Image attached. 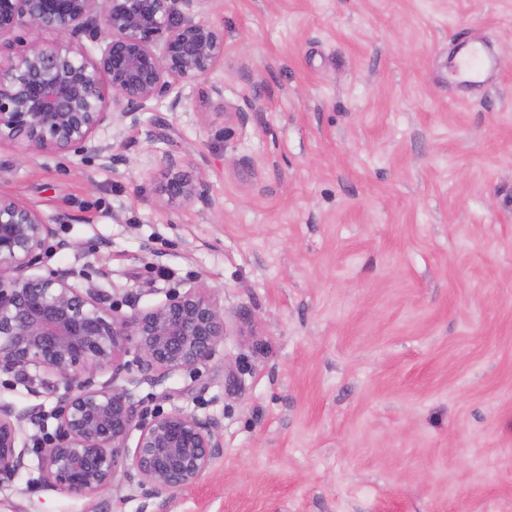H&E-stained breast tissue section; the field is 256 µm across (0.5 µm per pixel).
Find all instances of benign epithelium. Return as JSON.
<instances>
[{"label":"benign epithelium","mask_w":512,"mask_h":512,"mask_svg":"<svg viewBox=\"0 0 512 512\" xmlns=\"http://www.w3.org/2000/svg\"><path fill=\"white\" fill-rule=\"evenodd\" d=\"M204 2L0 0V143L25 157L72 152L106 167L122 163L98 132L128 117L137 125L135 114L154 102L177 109L185 88L224 59V32L201 16ZM20 26L28 37L17 50ZM159 163L165 207H212L203 172L170 154ZM51 240L58 251L72 248L38 210L0 194V370L31 384L34 369L57 397L43 482L81 497L136 485L169 499L196 486L223 452L218 423L183 409L143 413L118 380L131 351L154 377L197 378L227 336L224 308L192 285L126 313L93 284L78 287L73 268L29 274ZM103 371L112 383L97 387L92 379ZM23 420L0 406V486L27 467Z\"/></svg>","instance_id":"obj_1"}]
</instances>
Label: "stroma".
Segmentation results:
<instances>
[{"instance_id":"35a3bbf8","label":"stroma","mask_w":512,"mask_h":512,"mask_svg":"<svg viewBox=\"0 0 512 512\" xmlns=\"http://www.w3.org/2000/svg\"><path fill=\"white\" fill-rule=\"evenodd\" d=\"M224 30L206 85L106 131L123 164L0 145V194L73 250L124 312L195 282L231 334L198 379L124 384L146 412L218 421L222 454L164 500L40 479L0 512H512V0H205ZM480 39L498 68L455 83ZM164 141L147 138L155 123ZM203 167L211 209L168 212L158 157ZM57 398L0 371V405L52 431Z\"/></svg>"}]
</instances>
